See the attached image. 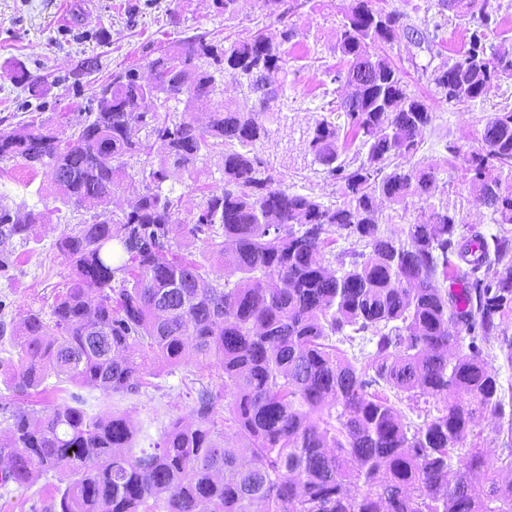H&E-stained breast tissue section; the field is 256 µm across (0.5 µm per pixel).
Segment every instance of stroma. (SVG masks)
<instances>
[{
  "mask_svg": "<svg viewBox=\"0 0 512 512\" xmlns=\"http://www.w3.org/2000/svg\"><path fill=\"white\" fill-rule=\"evenodd\" d=\"M293 9L278 20L263 0H240L231 16L218 14L213 0H0V130L10 131L37 120L58 126L61 117L78 121L80 109L97 86L112 74L131 68L148 75V62L159 47L191 36L223 38L232 42L264 34L279 43L287 60L285 71L272 76L278 92L276 107L283 118L268 119L269 136L258 147L276 178L290 191L317 197L327 205L341 202L339 185L321 165L305 152L302 130L326 116L328 104L344 96L343 86L331 83L327 71L340 65L336 34L342 11L349 0H288ZM389 9L408 16L409 24L425 27L443 24V57H455L468 42L465 22L442 20L432 0H384ZM291 26L295 36L282 42L280 33ZM393 62L403 71L408 94L418 97L432 116L421 132L418 159L437 163L436 199L459 204L464 222L461 236L472 231L491 236L508 227L491 223L489 209L468 189V174L462 160L448 161L447 145L458 142L477 146L485 119L503 106H512V84H502L483 103L451 106L433 92L429 74L422 68L427 53L407 42L389 49ZM99 56L100 69L82 80L73 90L66 78L77 62ZM23 62L40 84V94L28 97L11 80L15 62ZM223 161L214 154L198 172L166 182L163 191L179 203V219L188 222L201 201V188L223 185ZM10 206L20 204L45 213L29 243L13 239L0 243V252L9 253L12 265L0 272V321L19 327L29 310L50 314L57 296L66 290L72 270L55 247L66 225L92 221L95 209L56 211L58 189L49 169L31 172L10 162L0 175V195ZM149 385L139 394L121 397L97 389H74L65 384L61 394L49 395L48 404L69 399L79 392L85 409L94 415L112 412L129 415L133 423L151 422V436H158L171 419H189L196 389L220 381L217 366H197L188 360L167 366L147 357ZM62 473L41 475L19 487L0 486V512H45L51 488L65 486Z\"/></svg>",
  "mask_w": 512,
  "mask_h": 512,
  "instance_id": "35a3bbf8",
  "label": "stroma"
}]
</instances>
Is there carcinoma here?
Segmentation results:
<instances>
[{
    "mask_svg": "<svg viewBox=\"0 0 512 512\" xmlns=\"http://www.w3.org/2000/svg\"><path fill=\"white\" fill-rule=\"evenodd\" d=\"M437 7L466 20L470 37L465 51L432 71L435 94L468 104L512 80V37L502 32L489 42L500 6L437 0ZM441 29L421 30L400 11L351 0L336 41L345 67L329 77L356 81V93L338 105L344 126L324 117L305 140L339 182L342 202L333 208L288 191L270 173L256 150L268 138L267 112L223 99L218 75L250 86L257 74L284 69L279 46L261 33L229 44L192 36L161 49L149 67L180 84L163 103L183 100L181 112L140 111L152 88L118 73L100 111L76 124L0 131V163L51 168L68 208L108 204L131 159L142 160L149 178L122 215L104 211L57 240L74 277L50 317L31 310L11 332L14 391L41 395L54 375L134 395L148 384L147 350L170 365L193 358L223 371L219 388L196 391L192 422L170 421L148 450L137 447L141 428L128 417L90 415L74 393L70 404L14 411L0 437L5 482L69 473L73 480L50 493V512H512V481L501 477L512 471V411L484 353L499 341L512 368V270L490 275L512 259V237L489 241L476 231L458 239L456 206L429 203L435 165H393L415 157L431 112L407 93L389 56L372 51L404 39L431 54ZM13 80L37 93L23 64ZM214 96L220 101L199 123L191 102ZM355 142L362 155L349 162L342 155ZM219 151L224 185L181 224L162 185ZM448 155L467 163L470 190L492 223L512 224V108L486 118L478 146L450 144ZM380 197L418 201L405 239L378 233ZM44 218L0 204V241H29ZM180 225L224 257V275L212 277L173 250ZM339 238L350 247L336 274L320 255ZM356 341L375 351L349 358L338 347ZM389 390L412 401L432 397L436 413L408 422ZM228 395L250 450L246 464L217 430ZM486 414L507 435L493 457L468 442Z\"/></svg>",
    "mask_w": 512,
    "mask_h": 512,
    "instance_id": "cac0c4a2",
    "label": "carcinoma"
}]
</instances>
